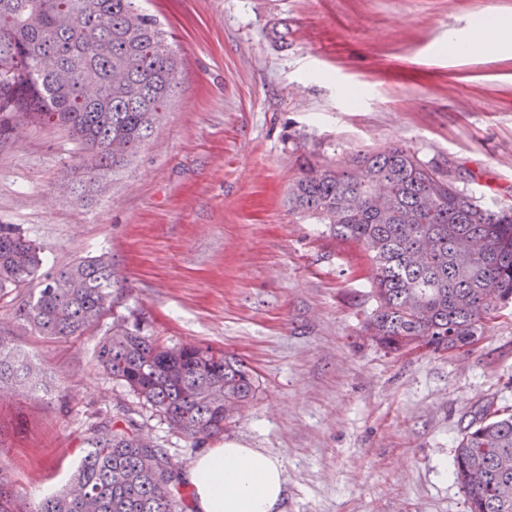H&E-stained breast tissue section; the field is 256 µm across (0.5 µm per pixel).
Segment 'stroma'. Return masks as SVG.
I'll list each match as a JSON object with an SVG mask.
<instances>
[{
	"label": "stroma",
	"mask_w": 512,
	"mask_h": 512,
	"mask_svg": "<svg viewBox=\"0 0 512 512\" xmlns=\"http://www.w3.org/2000/svg\"><path fill=\"white\" fill-rule=\"evenodd\" d=\"M164 31L180 83L113 181L66 189L77 142L51 125L0 139V224L45 249L44 271L100 251L128 285L82 336H41L0 297V335L49 393L0 394V479L23 512L67 482L99 417L131 412L188 471L228 440L276 455L280 512H467L444 468L485 411L512 414V306L453 350L386 353L363 246L288 207L304 164L349 166L403 145L487 206L512 205V43L451 57L512 0H136ZM169 345L211 347L256 372L253 401L203 446L97 367L116 319Z\"/></svg>",
	"instance_id": "35a3bbf8"
}]
</instances>
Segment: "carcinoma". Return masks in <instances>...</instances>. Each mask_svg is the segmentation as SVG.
Wrapping results in <instances>:
<instances>
[{"instance_id": "obj_1", "label": "carcinoma", "mask_w": 512, "mask_h": 512, "mask_svg": "<svg viewBox=\"0 0 512 512\" xmlns=\"http://www.w3.org/2000/svg\"><path fill=\"white\" fill-rule=\"evenodd\" d=\"M133 2L0 0V137L29 122L67 127L85 157V188L130 164L177 85L162 31ZM288 203L324 221L335 238L363 245L375 302L364 330L389 353L467 343L512 303V207L486 206L406 147L363 152L346 170L308 163ZM43 253L20 225L0 224V294L37 275ZM120 287L112 256L102 253L44 274L17 316L41 335L80 336ZM95 360L195 441L224 432V397L243 409L257 390L243 360L164 345L137 321L112 323ZM40 384L33 358L0 338V390ZM475 472L483 478L476 486ZM451 474L469 512H512V499L499 495L512 486V416L467 425ZM180 485L167 451L144 447L133 418L104 419L91 426L66 487L30 512H186Z\"/></svg>"}]
</instances>
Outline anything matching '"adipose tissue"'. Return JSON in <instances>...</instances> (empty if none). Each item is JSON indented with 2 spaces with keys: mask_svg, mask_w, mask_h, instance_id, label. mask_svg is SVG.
<instances>
[{
  "mask_svg": "<svg viewBox=\"0 0 512 512\" xmlns=\"http://www.w3.org/2000/svg\"><path fill=\"white\" fill-rule=\"evenodd\" d=\"M188 480L195 512H278L283 498L281 460L236 442L200 454Z\"/></svg>",
  "mask_w": 512,
  "mask_h": 512,
  "instance_id": "adipose-tissue-1",
  "label": "adipose tissue"
}]
</instances>
